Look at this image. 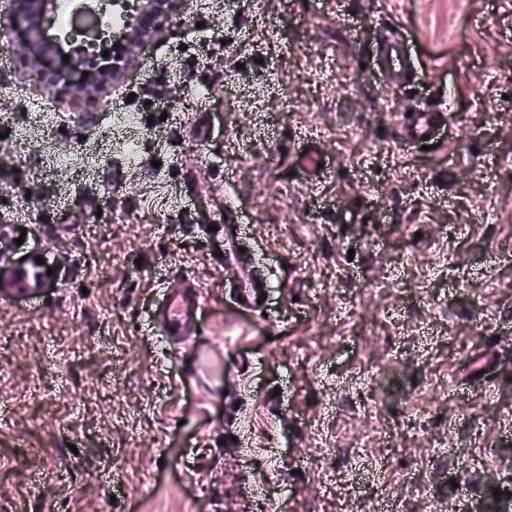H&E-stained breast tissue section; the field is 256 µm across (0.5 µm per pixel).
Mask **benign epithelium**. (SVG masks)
<instances>
[{
  "label": "benign epithelium",
  "mask_w": 512,
  "mask_h": 512,
  "mask_svg": "<svg viewBox=\"0 0 512 512\" xmlns=\"http://www.w3.org/2000/svg\"><path fill=\"white\" fill-rule=\"evenodd\" d=\"M114 4L122 11L113 20L100 22L104 27L115 22L123 30L121 49L110 61L98 57L89 41L62 42L50 34L57 0H21L19 9L0 13V27L15 26L24 31L25 42L14 52L26 71L47 86L56 85L62 74L79 70L85 61L96 60L91 80L72 84L75 94H93L121 81L133 62L135 49L157 38L164 22L181 10L184 0H114ZM65 55L69 60L63 59Z\"/></svg>",
  "instance_id": "obj_1"
}]
</instances>
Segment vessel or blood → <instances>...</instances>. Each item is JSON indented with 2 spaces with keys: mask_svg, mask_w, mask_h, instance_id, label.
Returning a JSON list of instances; mask_svg holds the SVG:
<instances>
[{
  "mask_svg": "<svg viewBox=\"0 0 512 512\" xmlns=\"http://www.w3.org/2000/svg\"><path fill=\"white\" fill-rule=\"evenodd\" d=\"M376 57L378 69L384 78L395 80L414 72V59L401 35L393 34L385 38L378 46ZM437 113L418 111L408 117L403 126L407 142L421 143L426 137L435 135ZM27 287L6 285L5 291L11 296L22 297L27 304L39 305L45 297L47 269L38 262H30L25 269ZM205 306V300L198 291L174 295L164 299L156 315L158 322L167 326L176 336L188 339L192 352L183 364L182 382L199 385L212 381L224 374V348L208 338L197 337L196 329Z\"/></svg>",
  "mask_w": 512,
  "mask_h": 512,
  "instance_id": "b4317fda",
  "label": "vessel or blood"
}]
</instances>
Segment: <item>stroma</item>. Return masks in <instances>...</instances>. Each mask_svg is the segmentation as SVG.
I'll return each mask as SVG.
<instances>
[{
	"label": "stroma",
	"mask_w": 512,
	"mask_h": 512,
	"mask_svg": "<svg viewBox=\"0 0 512 512\" xmlns=\"http://www.w3.org/2000/svg\"><path fill=\"white\" fill-rule=\"evenodd\" d=\"M387 31L401 90L372 64ZM418 106L446 111L429 150L402 137ZM76 151L103 161L47 167ZM228 199L261 267L224 264ZM42 251L53 291L0 302V512H252L261 490L263 512H512V0H186L89 97L10 54L0 277ZM186 287L219 392L182 386L153 326ZM367 402L368 465L320 451ZM378 69L386 79L396 80L414 72V59L400 34H391L378 46ZM257 282L261 283L260 287H257ZM262 293H265L267 297L269 293L268 285L264 281L248 279L238 289L237 298L241 297L239 302L243 307H260L266 299L262 296ZM258 300H261V304H258Z\"/></svg>",
	"instance_id": "obj_1"
}]
</instances>
